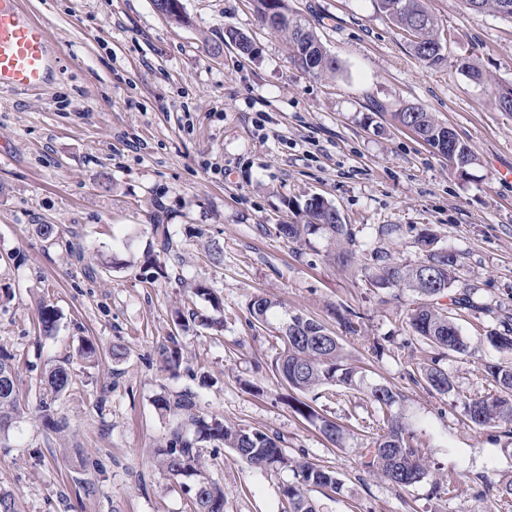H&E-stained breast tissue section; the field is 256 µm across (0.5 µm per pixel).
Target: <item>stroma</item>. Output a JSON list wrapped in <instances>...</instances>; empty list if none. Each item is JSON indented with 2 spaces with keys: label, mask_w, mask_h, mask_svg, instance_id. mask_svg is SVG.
I'll return each mask as SVG.
<instances>
[{
  "label": "stroma",
  "mask_w": 512,
  "mask_h": 512,
  "mask_svg": "<svg viewBox=\"0 0 512 512\" xmlns=\"http://www.w3.org/2000/svg\"><path fill=\"white\" fill-rule=\"evenodd\" d=\"M55 48L49 85L0 90V348L17 357L23 412L0 437V487L19 512H188L194 475L155 462L180 421L162 415L163 392H198L203 416L277 436L296 459L331 470L338 493L311 492L317 512H512V439L468 425L465 398L494 392L484 363L501 359L486 336L492 310L512 313V112L493 92L512 84V18L470 12L462 0H426L449 32L445 59L431 65L377 8V0H288L338 62L315 78L289 59L252 0H181L186 23L152 0H20ZM246 35L251 53L224 40ZM477 65L475 83L458 68ZM414 104L453 128L479 159L461 176L393 120ZM333 204L364 247L414 265L425 230L454 252L456 289L474 305L459 320L468 351L439 354L407 324L415 293L376 288L359 258L340 262L326 234L288 242L307 200ZM162 220L171 251L157 245ZM56 225V240L37 227ZM384 224L394 235H380ZM219 241L221 261L208 245ZM103 260L88 274L73 251ZM206 283L220 310L196 296ZM265 296L336 327L358 313L344 351L368 381L400 393L399 409L425 453L429 475L397 489L366 471L360 450L377 413L363 393L320 398L345 428L334 445L288 405L273 362L270 328L253 323ZM53 305L57 333L40 337L37 309ZM220 315L180 340V366L160 354L176 314ZM96 360L80 354L85 342ZM126 355L113 361L110 349ZM439 362L454 389L412 382L418 364ZM64 362L76 378L58 403L68 429L38 418L37 378ZM205 475L224 488V512H282L291 470L260 472L229 448H208ZM455 478L456 490L442 484Z\"/></svg>",
  "instance_id": "35a3bbf8"
}]
</instances>
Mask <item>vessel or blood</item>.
<instances>
[{"label":"vessel or blood","instance_id":"1","mask_svg":"<svg viewBox=\"0 0 512 512\" xmlns=\"http://www.w3.org/2000/svg\"><path fill=\"white\" fill-rule=\"evenodd\" d=\"M52 49L48 32L20 0H0V88L42 89L51 71Z\"/></svg>","mask_w":512,"mask_h":512}]
</instances>
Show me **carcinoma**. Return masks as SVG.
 I'll return each mask as SVG.
<instances>
[{"mask_svg": "<svg viewBox=\"0 0 512 512\" xmlns=\"http://www.w3.org/2000/svg\"><path fill=\"white\" fill-rule=\"evenodd\" d=\"M512 0H464L467 8L475 13L503 14L501 6ZM262 20L278 17L276 32L285 35L292 62L304 72L314 76H330L339 66L330 56L324 65L317 64L324 46L318 35L288 9L286 0H255ZM377 7L403 32L412 31L414 21L422 20L416 37L420 42L409 41L415 56L431 65L444 59L440 46L447 37L439 30L436 18L427 9L425 0H378ZM396 123L412 130L415 135L441 156H448V125L439 121L422 108L409 111L404 107L392 113ZM304 223L282 224L280 232L289 240H300L305 235L323 232L331 244L339 248L338 259L348 260L356 245L357 233L342 219L333 216V206L323 201L316 207L304 208ZM364 269L372 273V284L377 288H407L422 297L408 314V324L416 336L438 349L463 354L467 344L455 318L473 307L471 291L451 293L457 255L447 251H431L426 258L413 265H402L381 249L360 251ZM448 297L451 308L439 306L438 299ZM278 302L255 297L250 304V316L259 324L269 323ZM59 321L58 311L49 305L40 307L38 330L40 335L51 337ZM276 338L281 348L274 360V368L288 389L311 399L289 397V406L305 421L318 425L320 431L337 444L344 427L317 412L314 403L318 390L338 386L347 392L367 389L368 398L379 409L382 433L361 449L362 466L369 472L382 476L394 486L406 488L423 481L428 469L421 448L413 445L412 432L394 410L399 395L384 385H366L363 372L350 363L342 345L333 332L324 325L301 313L283 318L276 328ZM491 346L512 353V317L500 320V329L487 336ZM166 365L179 366L180 347L176 336L169 337V344L161 348ZM16 358L0 348V374L8 376L9 387L0 391V435L9 431L14 414L18 411L20 394L16 379ZM485 372L496 386V393L486 397L471 398L464 403L465 416L477 427H497L512 436V359L488 362ZM415 383L424 382L440 394L454 389L453 382L438 364L418 366L410 373ZM52 393L50 399H40V419L47 428L61 432L64 419L58 416L55 402L72 386V376L64 364L51 367L39 379ZM160 412L185 418L194 428L193 435L183 433L178 427L165 445L155 450L158 465L172 476L198 474L201 468L200 449L206 444L222 445L232 449L241 459L261 471H275L289 465L290 459L277 440L259 429L228 425L222 421L207 420L197 412L196 394L185 389L174 395L161 394L156 399ZM296 482L282 487L281 494L288 504L286 512H315L308 492L313 489L335 492L340 482L333 471L309 462L295 465ZM190 512H224V490L215 482L202 478L189 499Z\"/></svg>", "mask_w": 512, "mask_h": 512, "instance_id": "carcinoma-1", "label": "carcinoma"}]
</instances>
